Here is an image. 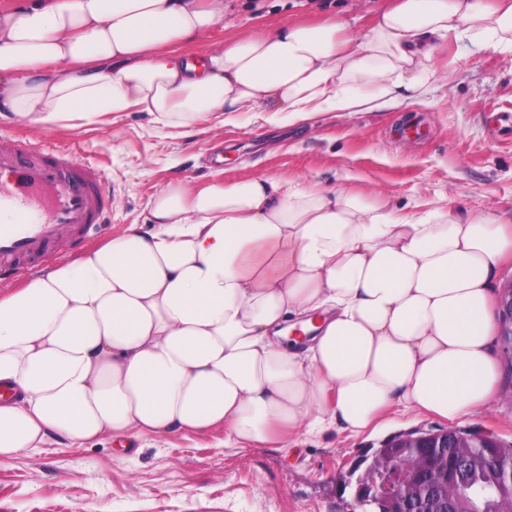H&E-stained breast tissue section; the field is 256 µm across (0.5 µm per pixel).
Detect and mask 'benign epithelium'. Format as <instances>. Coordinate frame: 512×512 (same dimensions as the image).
<instances>
[{"label": "benign epithelium", "instance_id": "obj_1", "mask_svg": "<svg viewBox=\"0 0 512 512\" xmlns=\"http://www.w3.org/2000/svg\"><path fill=\"white\" fill-rule=\"evenodd\" d=\"M498 343L500 355L512 361V279L497 289ZM453 445L456 448H491L499 466L502 496L497 512H512V444H504L487 432L448 428L414 430L393 436L374 450L376 467L362 470L364 461L354 467L355 499L368 497L384 502L388 512H448L447 483L451 476L432 469L431 452ZM416 454L410 467L393 469V459L409 449ZM364 474H359V471Z\"/></svg>", "mask_w": 512, "mask_h": 512}]
</instances>
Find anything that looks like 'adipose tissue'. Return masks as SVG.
I'll return each instance as SVG.
<instances>
[{"mask_svg":"<svg viewBox=\"0 0 512 512\" xmlns=\"http://www.w3.org/2000/svg\"><path fill=\"white\" fill-rule=\"evenodd\" d=\"M224 0H30L0 11V120L80 128L128 112L181 130L236 112L401 106L447 81L450 37L512 52V0H391L212 45ZM145 223L0 291V465L57 436L202 433L287 447L387 408L458 420L497 382L494 280L512 225L422 216L281 176L168 184Z\"/></svg>","mask_w":512,"mask_h":512,"instance_id":"obj_1","label":"adipose tissue"}]
</instances>
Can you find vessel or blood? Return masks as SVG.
I'll return each instance as SVG.
<instances>
[{"mask_svg": "<svg viewBox=\"0 0 512 512\" xmlns=\"http://www.w3.org/2000/svg\"><path fill=\"white\" fill-rule=\"evenodd\" d=\"M111 206L101 173L71 154L0 142V269L38 261L59 236H91Z\"/></svg>", "mask_w": 512, "mask_h": 512, "instance_id": "vessel-or-blood-1", "label": "vessel or blood"}]
</instances>
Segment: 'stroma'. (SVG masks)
<instances>
[{
  "label": "stroma",
  "mask_w": 512,
  "mask_h": 512,
  "mask_svg": "<svg viewBox=\"0 0 512 512\" xmlns=\"http://www.w3.org/2000/svg\"><path fill=\"white\" fill-rule=\"evenodd\" d=\"M386 0H224L209 42L269 33L327 18L366 29ZM209 42L187 45L200 55ZM436 66L450 72L423 97L373 112H328L313 125L269 124L252 112L180 136L146 112L80 130L0 120V138L66 150L101 170L112 210L95 240L142 223L148 199L169 183L258 175L322 188L349 184L370 202L439 199L512 224V55L447 40ZM484 408L453 425L512 443V371L498 368ZM427 412L391 409L359 434L330 426L286 448L225 445L224 430L146 435L125 450L106 439L81 448L50 437L44 448L0 466V512H354L344 481L358 456L414 429L448 428Z\"/></svg>",
  "instance_id": "obj_1"
}]
</instances>
